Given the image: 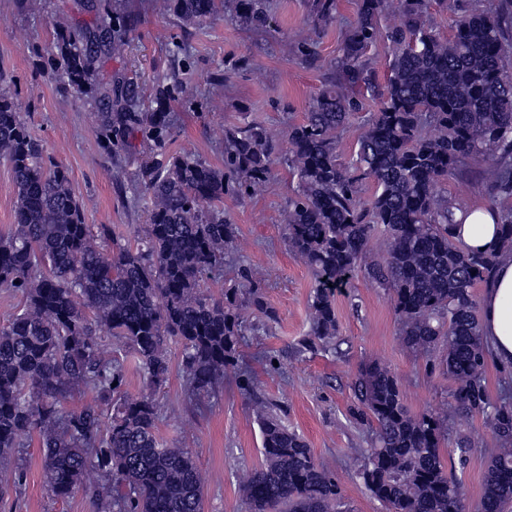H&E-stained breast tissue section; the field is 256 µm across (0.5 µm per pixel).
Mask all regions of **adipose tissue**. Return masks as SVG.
<instances>
[{"label":"adipose tissue","instance_id":"ef3b65f1","mask_svg":"<svg viewBox=\"0 0 512 512\" xmlns=\"http://www.w3.org/2000/svg\"><path fill=\"white\" fill-rule=\"evenodd\" d=\"M454 234L464 246L499 252L497 226L485 210L455 212ZM482 334L497 363L512 369V253L501 254L496 275L481 295Z\"/></svg>","mask_w":512,"mask_h":512}]
</instances>
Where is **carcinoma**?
Returning a JSON list of instances; mask_svg holds the SVG:
<instances>
[{
  "label": "carcinoma",
  "instance_id": "1",
  "mask_svg": "<svg viewBox=\"0 0 512 512\" xmlns=\"http://www.w3.org/2000/svg\"><path fill=\"white\" fill-rule=\"evenodd\" d=\"M497 10L460 16L446 38L427 23L428 0H360L336 76L312 99L302 122L288 127L284 161L298 185L288 196L289 248L314 272L310 343L336 336L334 296L364 272L391 293L403 343L420 353L446 351L454 397L482 413L499 437L476 512H512V403L485 391L489 347L474 288L487 285L498 254L475 252L451 232L454 211L442 185L472 162L493 168L486 210L501 250L512 251V41ZM185 26L213 19L223 0H160ZM393 7L399 24L380 29ZM240 17L266 22L263 0H237ZM392 52L385 93L378 92L366 53L377 39ZM127 32L105 19L76 28L60 46L68 86L84 90L100 47L120 53ZM186 84L159 85L148 110L132 85L103 113L102 135L122 146L140 127L155 142L146 165L149 224L135 242L109 240L104 225L85 222L66 169L44 155L39 140L0 94V155L15 185L14 225L0 234V287L24 297L0 326V462L38 438L49 495L79 488L99 512H202L203 476L187 448L166 446L158 433L153 392L170 374L167 341L182 345L188 394L210 396L224 380L243 310L265 311L259 285L246 282L216 299L203 275L224 264L235 229L224 220V195L250 194L269 182L278 156L266 128L249 123L224 131V168L191 151L171 153L169 104L191 95ZM380 107L359 134L348 164L338 158L340 130L368 98ZM369 182L368 202L360 197ZM383 238L385 255L366 262L368 245ZM109 330L102 337L100 327ZM143 371L146 389L122 391L127 356ZM358 414L372 426L373 446L358 470L387 512H462L460 483L447 473L442 444L446 417L414 415L400 383L377 362L361 365ZM93 404L70 403L81 393ZM260 467L242 482L248 512H346L338 484L307 443L272 413L260 416ZM21 471H0V498L21 487Z\"/></svg>",
  "mask_w": 512,
  "mask_h": 512
}]
</instances>
